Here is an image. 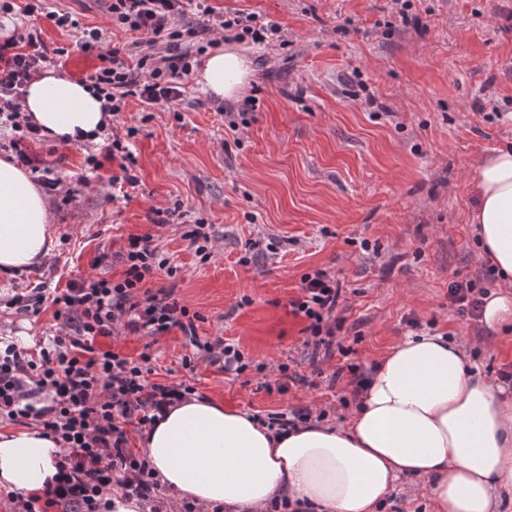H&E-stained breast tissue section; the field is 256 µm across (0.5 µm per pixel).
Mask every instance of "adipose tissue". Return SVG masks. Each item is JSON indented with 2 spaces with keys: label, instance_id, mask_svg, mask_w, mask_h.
I'll use <instances>...</instances> for the list:
<instances>
[{
  "label": "adipose tissue",
  "instance_id": "1",
  "mask_svg": "<svg viewBox=\"0 0 512 512\" xmlns=\"http://www.w3.org/2000/svg\"><path fill=\"white\" fill-rule=\"evenodd\" d=\"M252 67L236 47L207 56L196 81L235 98ZM87 83L52 70L34 75L24 110L48 139L95 143L108 122ZM470 222L498 278L484 305L488 326L512 324V147L475 166ZM54 207L26 168L0 158V272L39 266L56 246ZM142 452L170 495L202 512H270L281 499L316 512H375L394 482L427 483L433 512H495L512 489V399L478 374L460 344L406 337L376 364L347 426L303 425L275 435L218 398L194 393L168 405L145 430ZM59 446L34 428L0 430V486L39 494L56 472Z\"/></svg>",
  "mask_w": 512,
  "mask_h": 512
}]
</instances>
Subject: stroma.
<instances>
[{
    "label": "stroma",
    "mask_w": 512,
    "mask_h": 512,
    "mask_svg": "<svg viewBox=\"0 0 512 512\" xmlns=\"http://www.w3.org/2000/svg\"><path fill=\"white\" fill-rule=\"evenodd\" d=\"M111 43L132 33L113 28L107 0H54ZM218 13H257L278 26L265 43L240 52L253 76L248 124L230 131L213 98L186 79L183 101L143 110L137 99L115 116L118 134L136 128L131 149L139 183L116 196L112 167L95 170L105 143L31 144L38 167L58 184L50 195L56 247L37 269L0 275V336L38 344L56 334L52 305L39 314L10 307L35 288H62L79 277H119L112 255L128 236L151 233L178 266L154 288H174L180 304L202 317L201 339L217 336L244 354V373L205 361L185 369L179 330L156 341L118 334L113 349L149 352L158 381H193L198 393L251 415L309 406L339 425L347 380L332 381L321 362L315 388L267 391L279 365L311 374L303 358L305 322L293 314L301 278L328 270L342 288L337 337L352 363L370 371L406 336L410 320L462 341L479 373L497 383L512 364V329L459 316L448 301L455 281L490 288L489 264L472 233L473 165L512 145V0H410L407 16L390 0H209ZM34 26L55 52L56 72L78 80L97 64L76 35L46 16ZM174 212L156 226L155 209ZM213 224L207 259L184 234L197 219ZM380 512H431L424 481L399 478Z\"/></svg>",
    "instance_id": "stroma-1"
}]
</instances>
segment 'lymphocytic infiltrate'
I'll return each instance as SVG.
<instances>
[{"label": "lymphocytic infiltrate", "instance_id": "f902f5d3", "mask_svg": "<svg viewBox=\"0 0 512 512\" xmlns=\"http://www.w3.org/2000/svg\"><path fill=\"white\" fill-rule=\"evenodd\" d=\"M191 6L213 27L238 30L257 41L277 31L253 13L215 16L207 0H110L113 26L140 35L127 46L107 45L102 29L79 23L71 13L56 11L52 18L57 26L74 29L83 51L95 53L99 64L88 80L104 98L105 112L116 114L131 97L148 109L183 99L185 79L207 49L197 30L178 27V18ZM161 40L169 48L163 56L153 51ZM132 51L138 59L131 65L126 57ZM51 62L34 29L14 28L0 42V128L12 130L19 140L42 139L39 127L23 115L22 102L32 77ZM116 258L124 267L119 279L78 278L54 296L41 291L12 300L26 313L52 302L64 329L35 355L0 338V421L40 427L61 447L56 474L42 494L0 488V501L9 504L10 512H100L103 497L116 488L124 498L137 499L143 512H168V499L160 494L147 459L130 448L126 428L153 424L168 404L195 388L151 379L148 354L135 360L102 346L116 326L143 336L180 330L193 348L183 358L187 369L198 357L225 372L247 368L234 345L219 337L200 339V314L180 305L173 289H153L158 273L172 277L176 269L161 258L152 234L129 236ZM341 293L334 276L316 269L302 277L301 294L291 303L293 313L306 322V346L327 361L335 355L330 317Z\"/></svg>", "mask_w": 512, "mask_h": 512}]
</instances>
